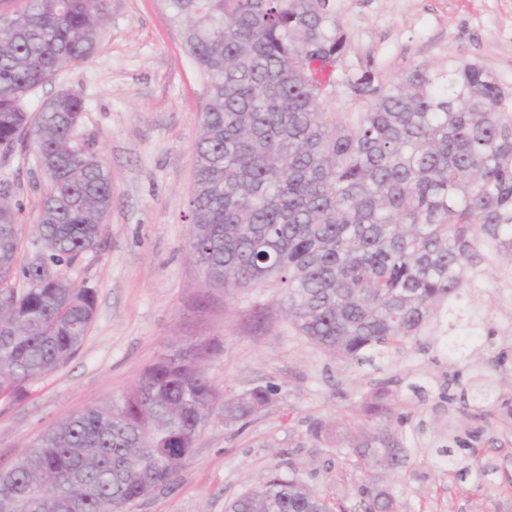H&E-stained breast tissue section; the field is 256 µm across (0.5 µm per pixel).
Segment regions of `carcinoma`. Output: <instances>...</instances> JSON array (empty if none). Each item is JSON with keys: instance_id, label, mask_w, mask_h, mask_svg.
<instances>
[{"instance_id": "1", "label": "carcinoma", "mask_w": 512, "mask_h": 512, "mask_svg": "<svg viewBox=\"0 0 512 512\" xmlns=\"http://www.w3.org/2000/svg\"><path fill=\"white\" fill-rule=\"evenodd\" d=\"M108 0H23L0 12V149L32 136L55 186L39 203L35 261L18 266L21 206L0 195V396L18 398L81 348L93 288L68 274L100 246L112 172L75 132L82 93L26 101L100 47ZM207 81L188 202L190 250L205 283L278 285L289 321L349 365H375L458 299L491 249L512 262V95L476 62L416 65L395 81L345 79L365 101L325 111L347 35L330 0H164ZM23 286H15L17 279ZM206 349L158 357L110 407L48 426L32 458L0 468V512H130L173 482L215 415L243 420L277 387L219 403ZM484 380L462 398L480 411ZM385 392L362 415L382 424L347 444L354 467L404 473L413 460ZM363 512H399L372 487ZM299 477L272 473L227 512H343Z\"/></svg>"}]
</instances>
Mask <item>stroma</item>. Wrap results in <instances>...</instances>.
I'll list each match as a JSON object with an SVG mask.
<instances>
[{
	"mask_svg": "<svg viewBox=\"0 0 512 512\" xmlns=\"http://www.w3.org/2000/svg\"><path fill=\"white\" fill-rule=\"evenodd\" d=\"M330 4L348 37L347 74L368 71L389 82L410 66L452 58L480 64L512 90V0ZM70 88L87 103L78 142L112 171L106 235L70 270L95 289L96 312L70 362L21 398H0V467L14 464L50 424L111 405L158 356L201 344L212 349L207 371L220 398L269 383L279 393L235 425L211 420L174 482L132 512H225L273 471L297 473L310 488L342 498L349 512L374 482L393 490L401 512H512V420L458 413L461 388L484 378L496 397L512 400V279L490 275L503 268L500 258L489 256L487 274L460 298L478 335L473 346L448 354L452 332L443 315L381 370L345 365L299 335L274 284L232 291L206 285L189 255L185 214L206 80L163 0H110L101 48L35 90L27 105L37 110ZM30 155L19 145L0 155V191L22 207L25 263L39 250L29 227L47 189ZM380 386L393 416L408 418L402 432L416 452L405 475L382 472L373 480L347 462L344 445L354 433L337 420ZM316 421L325 429L319 443L307 435ZM448 445L450 458L439 453ZM471 457L477 466L458 477Z\"/></svg>",
	"mask_w": 512,
	"mask_h": 512,
	"instance_id": "obj_1",
	"label": "stroma"
}]
</instances>
